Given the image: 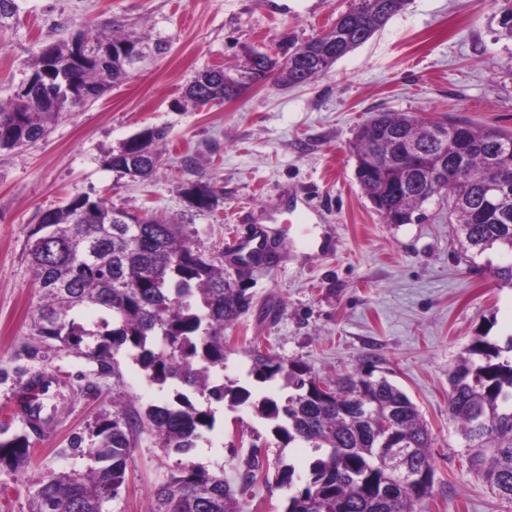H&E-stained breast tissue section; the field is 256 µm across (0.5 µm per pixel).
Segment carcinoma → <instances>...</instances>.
I'll list each match as a JSON object with an SVG mask.
<instances>
[{
	"label": "carcinoma",
	"instance_id": "carcinoma-1",
	"mask_svg": "<svg viewBox=\"0 0 512 512\" xmlns=\"http://www.w3.org/2000/svg\"><path fill=\"white\" fill-rule=\"evenodd\" d=\"M406 5V0H359L341 14L331 30L343 44L341 59L368 41ZM141 39L131 35L77 33L69 42L42 48L30 63L32 73L14 96L0 103V152L12 151L45 138L65 112L82 108L108 88L124 81L129 67L110 50ZM309 61L289 68L261 56V75L285 86L306 85L334 66L321 43L308 44ZM253 79L247 71L224 81V70L199 72L185 89V98L204 107L230 101ZM473 149L467 156L468 178L448 166L437 197L448 203L468 248L481 255L497 250L509 256L494 267L498 286L512 287V221L478 220L458 207L462 197L474 206L482 198L481 181L487 150L496 142L512 144V131L465 126ZM163 127H146L112 152L107 165L133 180H148L164 166L160 148ZM429 159L451 155L454 141L429 142V125L400 112H381L364 122L353 141L360 162L356 179L370 201L380 199L391 223L423 212L431 202L421 185L405 184L406 174L391 159L405 145ZM200 211L213 209L218 190L194 183ZM29 256L41 297L33 318L34 335L54 341L97 363L120 382L115 354L123 347L136 351L148 381L173 387L172 396L145 410L132 403L113 405L112 419L99 424L98 441L73 450L88 457L84 472L61 471L42 478L30 496L29 512H105L126 484L136 439L148 432L164 453L187 454L214 425L212 401L251 403L273 423L272 434L285 448L303 442L316 453L305 485L293 490L294 467L282 455L274 464L254 449L238 482L184 464L157 484L150 512H239V497L259 480L272 479L291 490L284 512H416V504L434 484L430 432L408 395L374 370H360L329 382L300 361H284L249 347L250 374L264 384L282 379L292 389L285 401L253 398L239 386L214 385L212 373L224 369V329L236 325L251 308L252 297L224 272V252L206 254L195 247L183 224L155 214L141 216L112 205L104 197L72 198L46 210L30 234ZM98 310L95 322L81 311ZM483 336L449 372L448 413L458 424L468 448V463L502 501L512 503V360ZM6 435L0 429V468L24 474L36 461L32 436L41 426ZM410 449V467L425 474L422 483L404 484L390 471L391 443ZM274 477H269V474Z\"/></svg>",
	"mask_w": 512,
	"mask_h": 512
}]
</instances>
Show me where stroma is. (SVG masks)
<instances>
[{"label": "stroma", "mask_w": 512, "mask_h": 512, "mask_svg": "<svg viewBox=\"0 0 512 512\" xmlns=\"http://www.w3.org/2000/svg\"><path fill=\"white\" fill-rule=\"evenodd\" d=\"M357 2L15 0V16L0 27L2 102L30 75L43 46L87 27L140 37L149 55L94 104L61 115L45 139L0 153V421L22 430L28 381L50 375L58 382L50 401L57 413L36 442V464L22 475L0 471V512H29L28 491L39 480L85 469L87 458L69 441L78 435L94 443L115 401L131 398L143 410L172 393L146 380L134 352L117 354V382L34 334L40 293L28 239L44 211L80 194L185 224L196 247L223 251L225 270L243 272L239 285L253 304L224 332L216 383L286 399L282 381L255 383L247 353L253 341L325 379L374 368L408 394L434 440V485L417 512H512L470 471L448 416V372L475 337L501 347L512 339V288L492 276L499 256L466 251L434 201L422 221L384 223L356 179L350 151L358 125L380 112L512 130V40L499 34L512 0H408L311 84L268 81L205 107L184 96L198 72L220 66L239 76L251 51L281 54ZM148 126L168 131L164 167L145 181L119 176L108 155ZM192 182L219 190L213 210L192 206ZM298 212L308 223H288ZM253 232L272 258L243 269L233 242ZM211 407L215 424L188 454H164L152 435L139 437L126 486L108 512H149L150 489L179 463L232 479L251 445L278 447L251 405Z\"/></svg>", "instance_id": "35a3bbf8"}]
</instances>
